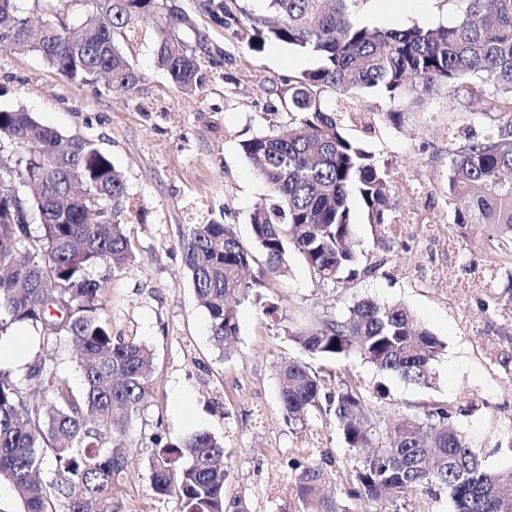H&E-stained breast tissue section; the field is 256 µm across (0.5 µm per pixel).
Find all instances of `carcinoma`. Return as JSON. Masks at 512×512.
<instances>
[{
    "instance_id": "obj_1",
    "label": "carcinoma",
    "mask_w": 512,
    "mask_h": 512,
    "mask_svg": "<svg viewBox=\"0 0 512 512\" xmlns=\"http://www.w3.org/2000/svg\"><path fill=\"white\" fill-rule=\"evenodd\" d=\"M167 0H94L93 14L73 43L64 27L22 15L20 0H0V48L24 41L62 77L132 90L143 79L117 36L136 23L157 28L154 62L181 92L200 83L201 60L181 29L180 9ZM357 0H269L251 19L247 44L261 52L284 45L317 59L315 67L280 89L286 125L248 139L242 151L268 187L251 216L255 245L268 275L288 273V251L300 254L321 282L352 275L356 241L352 200L368 223L381 228L378 243L391 247L390 172L341 126L326 95L352 100L367 89L393 104L442 91L487 128L448 134V199L460 229L491 230L498 251L512 250V0H464L466 9L447 26L395 25L379 30L355 22ZM222 26L242 10L238 0H205ZM124 175L92 142L62 135L24 110H0V337L20 325L42 339L68 340L79 350L82 386L45 367L36 356L28 379L48 400L30 404L7 371L0 370V478L19 491L23 512H122L112 489L132 465L108 443L125 433L153 397L151 349L131 334H112L104 313L103 284L90 277L126 272L135 255L123 220ZM38 214L40 233L15 223L14 198ZM184 265L205 308L219 349L238 336L230 299L248 294L242 273L253 261L233 225L190 224L182 237ZM307 355L344 360L353 354L404 380L429 386L444 344L415 323L401 304L360 300L345 319L326 317L289 333ZM290 422L310 414L333 416L353 464L340 481L349 498L397 506L419 494L446 492L455 512H512V471L488 470L466 436L448 424L452 409L428 407L406 414L389 435L375 438L378 413L362 392L341 380L322 397V379L310 363H283L278 376ZM152 490L175 496L182 512H224L228 476L223 443L198 430L177 442L161 438L146 464ZM335 476L332 460L300 464L293 486L303 512H349L324 493Z\"/></svg>"
}]
</instances>
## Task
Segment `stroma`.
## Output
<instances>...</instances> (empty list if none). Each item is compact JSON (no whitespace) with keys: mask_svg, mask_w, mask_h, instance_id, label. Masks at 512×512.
Segmentation results:
<instances>
[{"mask_svg":"<svg viewBox=\"0 0 512 512\" xmlns=\"http://www.w3.org/2000/svg\"><path fill=\"white\" fill-rule=\"evenodd\" d=\"M204 0H176L189 19L187 41L202 39L201 82L194 94L179 92L155 68L154 22L138 23L120 44L141 70L129 92L110 90L103 80L73 82L48 67L33 51L0 48V109H23L64 137L93 141L126 180L124 220L136 253L134 267L105 277L103 299L113 332L133 331L154 354V393L122 437L132 461L115 489L123 512H181L174 497H157L145 464L156 438L171 441L204 429L221 439L231 472L224 512H302L295 495L274 498L272 489L291 480L292 466L330 457L343 469L352 454L331 416L312 414L288 424L277 368L299 357L291 329L336 316L348 317L362 299L407 306L444 349L423 387L353 356L313 360L332 393L340 379L356 382L382 423L422 405L452 407V425L465 433L486 467L512 470V296L490 282L488 235L467 230L448 255L407 238L401 226L415 213L453 228L454 208L444 189L448 173V127L483 131L487 122L460 111L446 94L405 108L401 125L386 113L390 104L369 91L352 104L362 116L348 125L358 140L391 172L395 208L386 234L391 249L377 247V231L357 222L360 251L356 277L340 284L318 282L303 259L289 254V273L266 278L236 305L239 333L232 352L218 350L210 336L182 260L187 225L215 219L234 225L245 247H253L250 217L268 189L241 144L284 124L278 92L284 79L314 67L313 56L270 44L249 51L243 33L248 15L259 16L268 0H241L245 18L223 27L203 8ZM26 14L63 19L78 31L91 14V0H22ZM460 0H360L356 17L372 28L395 24L438 27L461 14ZM451 265L466 285L454 296L436 280L422 282L415 268Z\"/></svg>","mask_w":512,"mask_h":512,"instance_id":"35a3bbf8","label":"stroma"}]
</instances>
